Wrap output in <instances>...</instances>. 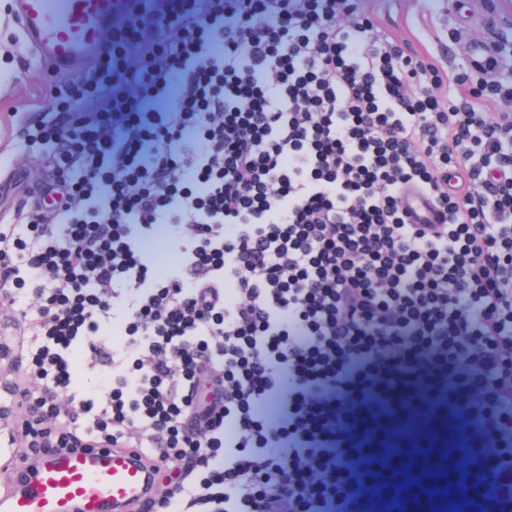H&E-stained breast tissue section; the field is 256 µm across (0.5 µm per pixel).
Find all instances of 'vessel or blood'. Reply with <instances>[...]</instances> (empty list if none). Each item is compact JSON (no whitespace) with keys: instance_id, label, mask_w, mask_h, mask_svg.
<instances>
[{"instance_id":"b4317fda","label":"vessel or blood","mask_w":512,"mask_h":512,"mask_svg":"<svg viewBox=\"0 0 512 512\" xmlns=\"http://www.w3.org/2000/svg\"><path fill=\"white\" fill-rule=\"evenodd\" d=\"M118 0H17V21L37 54L68 66L98 53ZM152 474L131 450L58 448L20 464L0 486V512H127L150 496Z\"/></svg>"}]
</instances>
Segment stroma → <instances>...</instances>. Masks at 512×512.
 Here are the masks:
<instances>
[{
	"label": "stroma",
	"instance_id": "1",
	"mask_svg": "<svg viewBox=\"0 0 512 512\" xmlns=\"http://www.w3.org/2000/svg\"><path fill=\"white\" fill-rule=\"evenodd\" d=\"M376 18V34L395 39L404 52L429 57L448 72L468 68L474 81L512 87V0H362ZM489 47V61L475 67L469 49ZM74 68L48 71L35 58L15 17V0H0V211L43 200L37 188L44 162L26 151L29 129L41 117L49 85L67 86Z\"/></svg>",
	"mask_w": 512,
	"mask_h": 512
}]
</instances>
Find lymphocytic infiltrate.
<instances>
[{"label": "lymphocytic infiltrate", "instance_id": "obj_1", "mask_svg": "<svg viewBox=\"0 0 512 512\" xmlns=\"http://www.w3.org/2000/svg\"><path fill=\"white\" fill-rule=\"evenodd\" d=\"M374 28L122 0L30 140L53 206L0 214L20 460L185 463L153 512H512V121L473 105L512 92Z\"/></svg>", "mask_w": 512, "mask_h": 512}]
</instances>
